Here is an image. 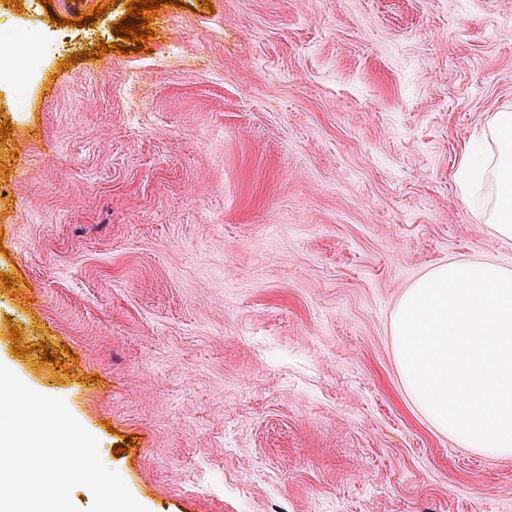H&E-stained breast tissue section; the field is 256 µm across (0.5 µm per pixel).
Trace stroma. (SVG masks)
Here are the masks:
<instances>
[{
    "label": "stroma",
    "instance_id": "1",
    "mask_svg": "<svg viewBox=\"0 0 512 512\" xmlns=\"http://www.w3.org/2000/svg\"><path fill=\"white\" fill-rule=\"evenodd\" d=\"M127 2L0 13L40 59L0 81V360L148 512H512L390 336L433 266L512 269L456 180L512 112V0H177L120 53Z\"/></svg>",
    "mask_w": 512,
    "mask_h": 512
}]
</instances>
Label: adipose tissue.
<instances>
[{"label": "adipose tissue", "instance_id": "ef3b65f1", "mask_svg": "<svg viewBox=\"0 0 512 512\" xmlns=\"http://www.w3.org/2000/svg\"><path fill=\"white\" fill-rule=\"evenodd\" d=\"M457 175L462 202L478 223L512 241V112H496L479 141L460 152Z\"/></svg>", "mask_w": 512, "mask_h": 512}]
</instances>
